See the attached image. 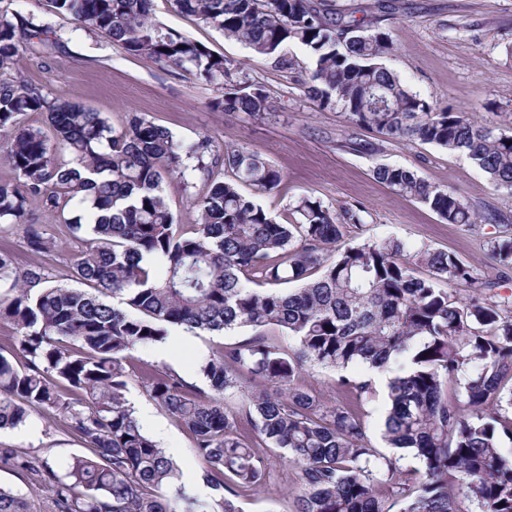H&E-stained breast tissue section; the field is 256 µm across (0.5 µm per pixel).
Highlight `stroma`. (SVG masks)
I'll list each match as a JSON object with an SVG mask.
<instances>
[{
	"instance_id": "obj_1",
	"label": "stroma",
	"mask_w": 512,
	"mask_h": 512,
	"mask_svg": "<svg viewBox=\"0 0 512 512\" xmlns=\"http://www.w3.org/2000/svg\"><path fill=\"white\" fill-rule=\"evenodd\" d=\"M403 4L391 27L396 48L385 65L434 106L512 133V59L504 54L505 46L512 44V0H403ZM153 13L161 27L224 56L233 80L264 85L272 110L254 117L218 110L213 105L219 95L216 87L179 69L133 57L101 32L74 31L57 53L28 56L18 70L0 74V79H25L51 96L102 113L117 130L136 114L186 143L210 137L219 155L228 147L258 151L281 171L282 182L270 192L248 185L241 191L272 215L286 216L290 203L305 195L330 208L357 210L362 225L348 228L343 245L394 236L410 247L451 253L477 274L496 276L497 298H512V269L497 267L490 256L492 241L512 224V193L496 188L466 155L418 141L387 140L368 128L358 135L373 143L375 152L345 151L341 142L349 125L344 114L310 101L300 83L302 70L309 65L303 48L289 46L295 66L279 71L223 32L180 13L172 0H154ZM379 164L411 168L431 184L456 192L473 209L500 213L503 221L474 226L445 223L427 206L402 198L377 181L373 169ZM223 176V166L213 163L208 170L190 172L187 183L166 181L164 195L178 224L197 223L194 198L206 191L210 179ZM0 247L12 250L20 267L42 265L67 284L81 244L70 240L60 249L35 253L21 226L4 225ZM250 334L247 328L196 334L174 326L165 343L135 348L131 356L137 369L170 370L204 390L208 383L199 371L200 362ZM351 373L373 380L374 392L362 406L363 417L372 444L383 448L386 378L362 366L353 367ZM126 397L144 432L157 424L165 427L169 446L178 450L175 460L181 481L194 488L200 482V463L189 432L149 397L140 380H131ZM0 446L44 452L61 470L85 452L64 418L43 412L31 413L25 424L1 431ZM269 462L271 477L259 491L242 499L244 512H291L296 469L276 456Z\"/></svg>"
}]
</instances>
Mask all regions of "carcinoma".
Returning <instances> with one entry per match:
<instances>
[{
    "label": "carcinoma",
    "instance_id": "cac0c4a2",
    "mask_svg": "<svg viewBox=\"0 0 512 512\" xmlns=\"http://www.w3.org/2000/svg\"><path fill=\"white\" fill-rule=\"evenodd\" d=\"M274 67L288 68L285 49L311 59L307 96L336 107L352 128L386 139L419 140L466 153L512 193V134L438 109L408 90L383 58L394 42L377 16L358 19L330 0H174ZM152 0H50L75 29L104 31L134 57L174 66L221 89L214 106L258 116L272 109L257 84L230 80L222 56L151 19ZM67 32L34 15L0 11V70L29 53H53ZM40 112L72 162L57 161L41 129L17 117ZM0 130L10 131L0 159L16 174L0 180V224H23L30 249L56 240L34 222V203L80 241L73 270L86 289L69 288L49 270H17L0 250V322L15 329L0 353V430L33 411L67 420L87 453L63 472L42 453L0 448V468L37 477L20 494L0 488V512H243L240 501L269 475L259 448L282 451L298 470L293 512H512V316L486 297L495 283L445 252H411L396 237L329 249L360 223L351 208L330 209L307 196L280 222L244 196L239 184L270 191L280 170L247 147L224 150L222 180L194 199L199 223L184 231L164 199L165 177L187 179L207 168L213 140L174 139L165 128L134 119L117 131L98 112L51 96L26 81L0 82ZM342 147L359 154L371 143L350 135ZM374 176L395 194L428 206L448 224L497 221L479 215L454 192L413 170L379 165ZM492 258L512 268V238L494 241ZM424 266L430 275L415 274ZM473 290L461 302L437 282ZM264 284L254 289L246 283ZM293 288L282 289L280 285ZM174 325L251 336L224 346L200 365L209 391L172 371H145L149 396L191 434L212 490L202 501L179 484V469L147 435L126 398L130 351L162 342ZM383 438L387 456L368 439L359 411L371 382L348 369L384 372ZM340 372L336 390L350 403L326 406L302 381L315 367ZM240 395L229 409L223 396ZM419 466L409 468L406 457Z\"/></svg>",
    "mask_w": 512,
    "mask_h": 512
}]
</instances>
